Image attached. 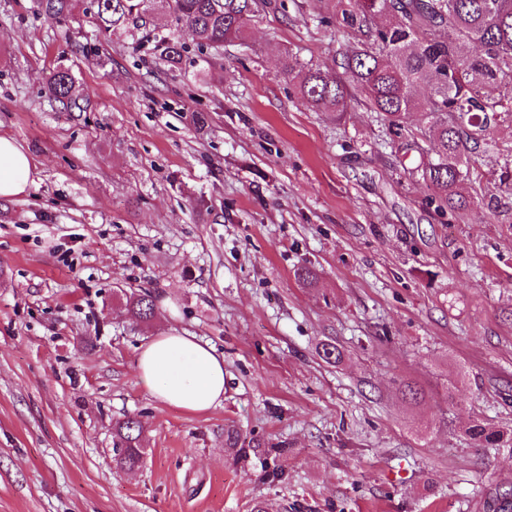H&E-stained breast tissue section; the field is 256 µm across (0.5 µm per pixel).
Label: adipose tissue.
Wrapping results in <instances>:
<instances>
[{"label": "adipose tissue", "mask_w": 512, "mask_h": 512, "mask_svg": "<svg viewBox=\"0 0 512 512\" xmlns=\"http://www.w3.org/2000/svg\"><path fill=\"white\" fill-rule=\"evenodd\" d=\"M33 164L13 139L0 136V198L26 194ZM139 383L162 404L197 415L224 400V361L195 337L163 332L141 350Z\"/></svg>", "instance_id": "ef3b65f1"}]
</instances>
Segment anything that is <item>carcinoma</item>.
<instances>
[{
    "label": "carcinoma",
    "mask_w": 512,
    "mask_h": 512,
    "mask_svg": "<svg viewBox=\"0 0 512 512\" xmlns=\"http://www.w3.org/2000/svg\"><path fill=\"white\" fill-rule=\"evenodd\" d=\"M151 0H93L100 29L107 33L143 18ZM176 23L192 32L202 49L241 38L261 0H167ZM75 0H42L44 15L60 20ZM341 22L364 31L368 43L343 57L346 80L328 77L319 68L288 55L283 72L318 110L343 113L348 88L361 92L397 136L406 114L421 113L419 137L406 149L419 155L403 175H417L432 191L440 211L463 214L485 201L484 195L464 191L460 167L489 145V135L502 122L512 123V0H349ZM451 32L446 38L439 31ZM171 67L186 47L170 36L149 30L139 38ZM53 97L73 101L74 80L58 69L47 81ZM428 87L424 101L414 88ZM433 143L429 154L418 142ZM155 305L147 293L126 297L122 316L138 322L151 318ZM141 423L128 418L113 431V461L132 470L143 455ZM469 435L483 448L512 447V434L476 424Z\"/></svg>",
    "instance_id": "obj_1"
}]
</instances>
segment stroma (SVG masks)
<instances>
[{
	"label": "stroma",
	"instance_id": "stroma-1",
	"mask_svg": "<svg viewBox=\"0 0 512 512\" xmlns=\"http://www.w3.org/2000/svg\"><path fill=\"white\" fill-rule=\"evenodd\" d=\"M347 2L270 0L245 40L200 49L154 0L147 29L186 46L172 69L93 9L0 0V135L35 165L0 201V512H490L512 486V448L468 434L512 430V125L461 169L492 207L440 216L359 95L321 112L281 73L361 46ZM59 68L78 106L49 94ZM122 291L154 316L126 321ZM169 329L223 356L221 406L139 384ZM130 417L144 455L123 470ZM113 461L120 469L132 470L138 466L144 448H140L143 432L141 423L128 418L118 422L113 429ZM116 448H121L118 452ZM468 433L482 448L512 447L511 432L509 438H507V433L505 436L503 431L476 424L469 429Z\"/></svg>",
	"mask_w": 512,
	"mask_h": 512
}]
</instances>
